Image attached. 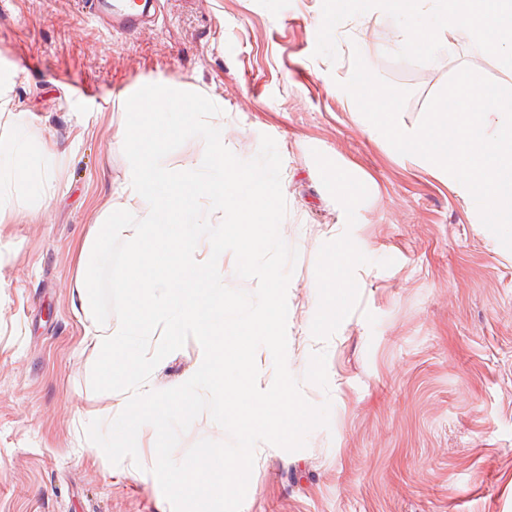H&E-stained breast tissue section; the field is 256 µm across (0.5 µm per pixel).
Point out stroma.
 <instances>
[{"label": "stroma", "instance_id": "1", "mask_svg": "<svg viewBox=\"0 0 512 512\" xmlns=\"http://www.w3.org/2000/svg\"><path fill=\"white\" fill-rule=\"evenodd\" d=\"M156 22L117 33L83 0H0V133L22 127L53 150L50 185L0 224V512H171L152 473L156 432L137 459L89 452L86 428L122 393L94 392L91 339L72 309L76 250L129 174L117 129L141 86L174 82L216 103L212 123L239 159L261 135L282 157L287 364L330 425L288 452L261 442L241 512H512V251L435 172L371 136L340 87L354 52L409 90L419 125L462 67L512 88V67L449 32L452 53L398 45L399 24L331 0H160ZM357 189L336 192L337 172ZM353 254L341 313L314 282L335 249ZM195 340L150 376L187 381Z\"/></svg>", "mask_w": 512, "mask_h": 512}]
</instances>
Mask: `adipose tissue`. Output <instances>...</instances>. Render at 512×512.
I'll return each instance as SVG.
<instances>
[{"label": "adipose tissue", "mask_w": 512, "mask_h": 512, "mask_svg": "<svg viewBox=\"0 0 512 512\" xmlns=\"http://www.w3.org/2000/svg\"><path fill=\"white\" fill-rule=\"evenodd\" d=\"M435 21L422 30L401 29V44L420 56H431L444 42L448 30L466 27L478 43H492L496 53L512 65V0H429ZM50 181L49 169L36 165L21 133L0 135V220L13 215V198L25 192L42 191ZM348 252L329 254L315 282L327 315L337 313L336 300L346 286Z\"/></svg>", "instance_id": "ef3b65f1"}]
</instances>
